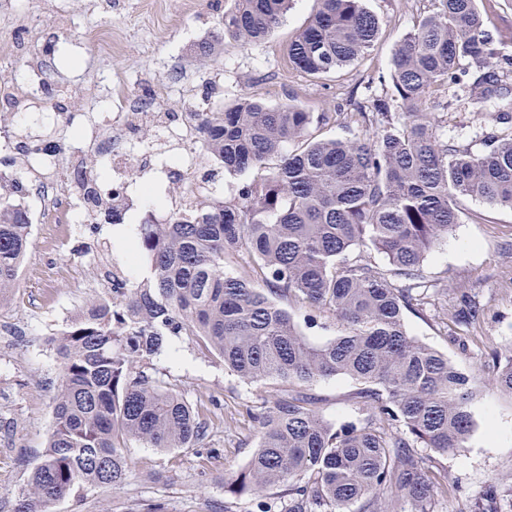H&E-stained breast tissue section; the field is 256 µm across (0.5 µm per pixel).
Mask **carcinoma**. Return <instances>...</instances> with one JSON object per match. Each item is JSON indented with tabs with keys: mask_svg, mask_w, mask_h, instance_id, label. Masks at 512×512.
I'll list each match as a JSON object with an SVG mask.
<instances>
[{
	"mask_svg": "<svg viewBox=\"0 0 512 512\" xmlns=\"http://www.w3.org/2000/svg\"><path fill=\"white\" fill-rule=\"evenodd\" d=\"M293 0H235L224 33L244 45L268 39ZM291 41L288 63L314 78L336 72L373 46L379 19L365 0H318ZM395 49L391 94L357 105L363 135L315 140L327 119L297 105L243 98L222 112H197L200 146L227 172H253L232 203L199 200L164 223L146 220L131 242L148 274L112 276L55 333L61 383L48 444L12 512L51 505L99 487L119 489L131 466L126 448H202L212 422L160 379L152 359L185 336L247 383L275 382L288 396L262 403L252 419L259 442L224 482L258 512H435L448 477L429 470L421 449L465 447L474 422L472 379L448 356L411 336L405 314H423L421 266L459 222L466 199L512 210V107L491 114L484 150L444 141L422 103L436 85L457 101L502 99L512 58L493 48L478 0H439ZM477 73L471 83L468 71ZM300 147L285 152L284 146ZM275 166H269L270 160ZM79 201L100 207L99 175L74 172ZM27 185L0 180V305L15 286L31 219L19 202ZM359 250L354 258L349 253ZM382 253L384 273L363 255ZM246 252L252 265L224 273ZM330 311L342 331L314 342L286 308ZM479 303L462 295L452 314L471 324ZM490 387L512 397V354L493 360ZM358 382L367 423H328L308 393L322 378ZM498 484L476 512H497Z\"/></svg>",
	"mask_w": 512,
	"mask_h": 512,
	"instance_id": "cac0c4a2",
	"label": "carcinoma"
}]
</instances>
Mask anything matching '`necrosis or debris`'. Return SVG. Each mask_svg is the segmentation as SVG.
Here are the masks:
<instances>
[{
	"instance_id": "1",
	"label": "necrosis or debris",
	"mask_w": 512,
	"mask_h": 512,
	"mask_svg": "<svg viewBox=\"0 0 512 512\" xmlns=\"http://www.w3.org/2000/svg\"><path fill=\"white\" fill-rule=\"evenodd\" d=\"M104 120L119 132L117 142L98 139L92 131L79 137L80 144L103 157L114 173L112 183L101 190L103 198H122L127 172L131 169L140 172L159 168L175 173L182 181L178 199L182 206L189 205L202 192L196 173L205 156L194 120L179 124L163 112L139 111L137 102L126 95L118 96L113 111L105 113ZM144 126L153 129L152 141L141 139L140 129ZM57 168L53 154L40 151L30 156L28 170L38 177L36 195L46 212L43 229L56 243L66 238L71 225L87 221L85 213L75 207L68 191L56 178Z\"/></svg>"
}]
</instances>
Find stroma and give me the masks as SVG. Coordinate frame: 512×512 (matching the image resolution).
Listing matches in <instances>:
<instances>
[{
	"instance_id": "35a3bbf8",
	"label": "stroma",
	"mask_w": 512,
	"mask_h": 512,
	"mask_svg": "<svg viewBox=\"0 0 512 512\" xmlns=\"http://www.w3.org/2000/svg\"><path fill=\"white\" fill-rule=\"evenodd\" d=\"M367 5L380 20L371 51L316 79L291 68L288 45L317 11V0H293L265 42L242 46L225 39L207 59L199 58L198 46L217 35L233 0H13L0 9V86L23 83L32 69L45 67L47 89L26 111L92 117L108 111L109 89L146 96L164 83L175 95L158 104L161 112H187L193 97L211 112L243 97L272 105L291 102L326 114L324 123L311 127L312 137L353 138L363 130L350 122L349 111L368 93L388 90L384 78L394 49L422 16L437 11L439 0H367ZM478 7L497 52L512 56V0H478ZM428 109L455 145L481 150L480 123L493 104L451 102L438 90ZM1 125L22 137L60 142V176L90 164V154L73 148L76 130L62 118L31 128L18 114L0 110ZM128 185L124 224L142 223L149 213L160 221L169 218L177 183L163 174L136 173ZM129 248L108 223L77 225L56 249L30 241L13 293L0 306V512H11L47 444L60 374L50 339L107 288L100 259L126 265ZM47 256L59 270L51 282L30 274ZM422 274L431 288L423 316L406 317L410 334L446 354L480 385L464 448L425 454L429 467L448 477V494L438 499L435 512H473L479 494L494 482L504 491L499 512H512V398L485 385L492 354L512 352V210L463 201L459 224L427 256ZM464 294L483 310L480 323L471 327L450 319ZM154 362L185 400L213 419L204 447L161 451L130 443L131 474L122 488L93 489L84 498L57 502L52 512H143L154 503L164 512H224V481L244 467L258 443L249 412L281 387L239 380L183 336L172 338ZM311 391L331 422L363 419L355 381L330 377Z\"/></svg>"
}]
</instances>
